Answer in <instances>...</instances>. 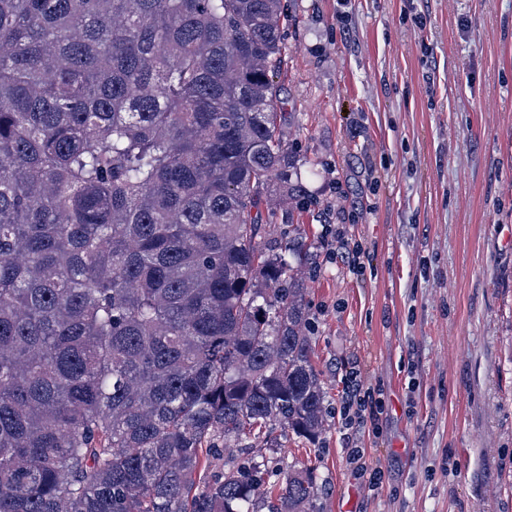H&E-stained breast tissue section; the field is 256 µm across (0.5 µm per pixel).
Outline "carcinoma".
<instances>
[{"label": "carcinoma", "instance_id": "obj_1", "mask_svg": "<svg viewBox=\"0 0 512 512\" xmlns=\"http://www.w3.org/2000/svg\"><path fill=\"white\" fill-rule=\"evenodd\" d=\"M283 0H0V512H317ZM246 448L205 480L203 460Z\"/></svg>", "mask_w": 512, "mask_h": 512}]
</instances>
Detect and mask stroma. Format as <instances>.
I'll return each instance as SVG.
<instances>
[{"instance_id":"1","label":"stroma","mask_w":512,"mask_h":512,"mask_svg":"<svg viewBox=\"0 0 512 512\" xmlns=\"http://www.w3.org/2000/svg\"><path fill=\"white\" fill-rule=\"evenodd\" d=\"M282 129L302 171L271 203L317 253L303 277L326 392L320 512H512V0H285ZM357 242L349 270L326 225ZM359 371L385 390L379 489L338 410Z\"/></svg>"}]
</instances>
